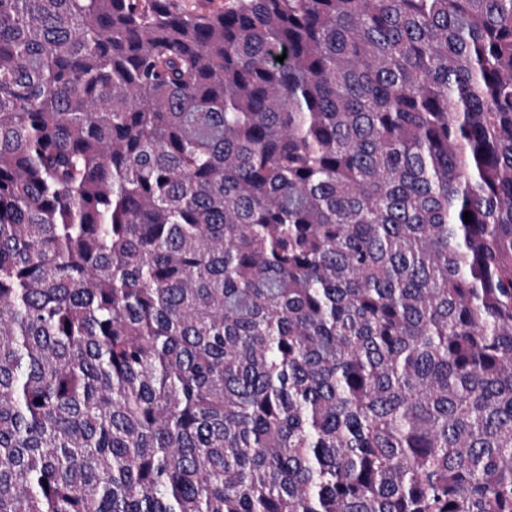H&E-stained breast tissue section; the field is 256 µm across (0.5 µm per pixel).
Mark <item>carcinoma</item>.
<instances>
[{
    "instance_id": "1",
    "label": "carcinoma",
    "mask_w": 512,
    "mask_h": 512,
    "mask_svg": "<svg viewBox=\"0 0 512 512\" xmlns=\"http://www.w3.org/2000/svg\"><path fill=\"white\" fill-rule=\"evenodd\" d=\"M0 512H512V0H0Z\"/></svg>"
}]
</instances>
